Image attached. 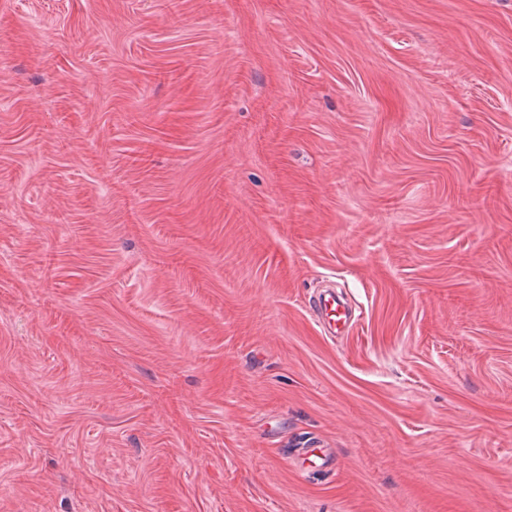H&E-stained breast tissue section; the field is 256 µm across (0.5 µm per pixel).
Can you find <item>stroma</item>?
I'll return each mask as SVG.
<instances>
[{"label": "stroma", "instance_id": "stroma-1", "mask_svg": "<svg viewBox=\"0 0 512 512\" xmlns=\"http://www.w3.org/2000/svg\"><path fill=\"white\" fill-rule=\"evenodd\" d=\"M0 512H512V0H0ZM329 464V455L323 448H300L296 455V466L302 471H308L309 467L326 470Z\"/></svg>", "mask_w": 512, "mask_h": 512}]
</instances>
